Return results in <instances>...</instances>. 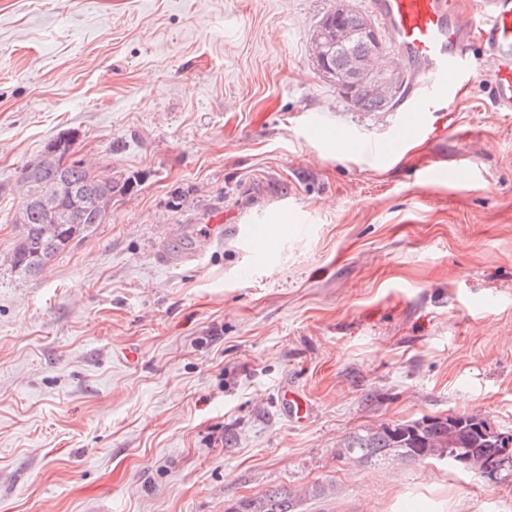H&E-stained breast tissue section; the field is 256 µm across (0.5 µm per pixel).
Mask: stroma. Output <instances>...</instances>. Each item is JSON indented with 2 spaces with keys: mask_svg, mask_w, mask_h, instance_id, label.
<instances>
[{
  "mask_svg": "<svg viewBox=\"0 0 512 512\" xmlns=\"http://www.w3.org/2000/svg\"><path fill=\"white\" fill-rule=\"evenodd\" d=\"M335 6L0 0V512H224L328 481L302 512H512V478L336 456L424 416L512 433V112L481 76L447 136L368 160L351 144L390 113L311 54ZM62 134L131 185L23 277L21 171ZM427 162L477 178L429 185ZM257 221L275 266L244 283L236 228Z\"/></svg>",
  "mask_w": 512,
  "mask_h": 512,
  "instance_id": "35a3bbf8",
  "label": "stroma"
}]
</instances>
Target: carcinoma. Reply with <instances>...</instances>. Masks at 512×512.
Returning a JSON list of instances; mask_svg holds the SVG:
<instances>
[{
	"label": "carcinoma",
	"instance_id": "cac0c4a2",
	"mask_svg": "<svg viewBox=\"0 0 512 512\" xmlns=\"http://www.w3.org/2000/svg\"><path fill=\"white\" fill-rule=\"evenodd\" d=\"M328 17L343 29L355 33L347 49L331 53L324 67L335 74L345 73L369 64L374 45L361 34L366 16L353 9L336 8ZM405 86H400L394 98L385 101L370 91L359 89L352 97L354 108L364 112H389L396 106ZM73 156L65 183L67 192L62 205L72 206L71 196L82 204L84 223L59 227L49 224L42 210L31 207L19 213L15 223L20 232L11 254V267L22 276H33L43 270L59 253L77 244L92 233L95 199L112 198L115 193L127 189L128 183L112 178H101L91 172V167L76 156L73 141L57 137L49 140L44 150L54 143ZM56 171L41 155L21 171V181L29 186L37 182L54 180ZM485 419L478 415H454L448 417H423L394 426L381 424L365 426L350 433L339 445L337 454L352 459L363 466H377L388 460L426 461L447 460L464 470L481 471L485 474L494 465L500 448L496 438L484 433ZM303 498L276 488L269 489L247 499H241L225 509V512H301Z\"/></svg>",
	"mask_w": 512,
	"mask_h": 512
}]
</instances>
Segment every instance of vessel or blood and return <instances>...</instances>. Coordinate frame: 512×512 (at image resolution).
I'll return each instance as SVG.
<instances>
[{
	"instance_id": "vessel-or-blood-1",
	"label": "vessel or blood",
	"mask_w": 512,
	"mask_h": 512,
	"mask_svg": "<svg viewBox=\"0 0 512 512\" xmlns=\"http://www.w3.org/2000/svg\"><path fill=\"white\" fill-rule=\"evenodd\" d=\"M369 7L410 73L388 138L372 154L375 162H389L406 136L433 139L443 133L457 85L475 77L473 46L482 47L490 68L494 110L512 112V0H470L464 8L457 0H369ZM476 176L470 165L450 173L427 165L420 172L423 182L433 184L448 178L465 185ZM268 230L264 223L241 225V243L252 261L240 268V279H250L254 266L271 265L269 252L261 246Z\"/></svg>"
}]
</instances>
